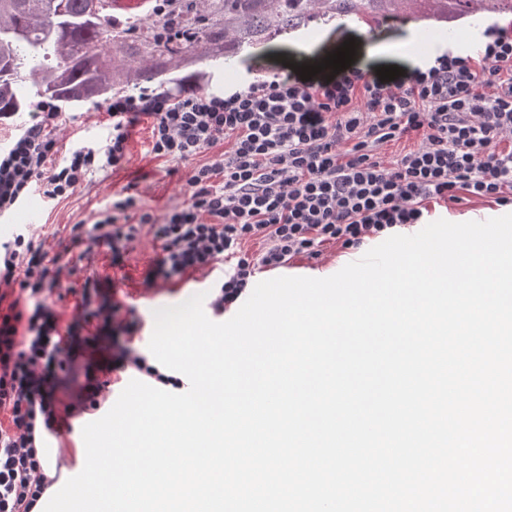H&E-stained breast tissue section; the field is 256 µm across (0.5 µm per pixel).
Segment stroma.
Masks as SVG:
<instances>
[{
	"label": "stroma",
	"mask_w": 512,
	"mask_h": 512,
	"mask_svg": "<svg viewBox=\"0 0 512 512\" xmlns=\"http://www.w3.org/2000/svg\"><path fill=\"white\" fill-rule=\"evenodd\" d=\"M423 27L431 29L441 37L455 35L470 39L473 25L468 16L449 15L448 19L416 16L410 21L386 20L377 23L351 24L338 20L309 23V37L287 33L265 41L259 55L236 54L230 60L202 59L188 62L184 70L199 76L200 88L221 91L243 76L247 69L260 72L271 71L291 78H299L306 66H318L329 55L337 53L344 41H352L354 48L351 69L373 75L379 68L389 66L400 70L413 67L415 56L411 53L390 55L381 53L384 45L399 44L407 40L411 30ZM108 116L97 111L95 103L88 102L67 109L66 122L58 132L61 149H68L71 142L81 137H97L107 128ZM191 163H178L156 156L151 151V121L141 119L134 127L128 145V159L117 171H95L88 175L84 185L69 199L56 204L46 203L40 196L28 198L31 216L13 212L5 216L7 230L0 232V241L12 236L11 225L31 223L46 241L50 252L56 253L70 246V230L75 224H93L98 210L109 205L113 194L124 188H132L140 195L145 205L155 213H163L182 201L181 188ZM161 254L159 242L152 237H142L122 262L112 260L108 249H99L91 261L79 262L69 276L66 285L71 292L55 301V309L63 319H70L76 304V290L81 289L87 278L104 283H116L117 297L125 305L134 307L141 320V328L130 342L133 349L148 354V344L154 328L153 313L156 309L180 304L191 296L208 291L213 277L205 272L158 284L146 289L144 278ZM355 252L341 253L335 247H325L319 260L295 259L277 272L258 273V280L270 279L271 275H296L302 277L326 278L337 273L346 264L358 260Z\"/></svg>",
	"instance_id": "35a3bbf8"
}]
</instances>
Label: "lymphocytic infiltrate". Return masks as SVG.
Masks as SVG:
<instances>
[{
	"label": "lymphocytic infiltrate",
	"mask_w": 512,
	"mask_h": 512,
	"mask_svg": "<svg viewBox=\"0 0 512 512\" xmlns=\"http://www.w3.org/2000/svg\"><path fill=\"white\" fill-rule=\"evenodd\" d=\"M182 0H150L149 26L164 39L184 38ZM110 120L105 137L60 153L56 99L35 106L33 121L0 147V217L30 195L47 203L73 196L88 174L127 160L133 127L152 121L151 150L183 162L205 150L185 180L182 203L158 214L138 195L120 192L92 225H73L78 255L49 254L36 228L0 243V512H31L47 482L35 428L59 434L64 421L97 410L115 373L156 388L182 389L131 348L99 357L100 329L134 338L139 320L116 288L86 279L70 322L50 304L78 260L108 248L126 255L144 235L162 254L144 284L181 279L227 262L211 286L220 315L244 297L255 275L327 245L362 246L427 223L436 205L462 197L512 207V23L493 20L476 49L438 48L397 80L343 70L312 83L267 72L209 92L188 82L118 93L98 106ZM416 140L393 161L379 157L391 141ZM226 149L214 153L213 148ZM262 241L260 256L247 241ZM84 377L62 402L55 377Z\"/></svg>",
	"instance_id": "lymphocytic-infiltrate-1"
}]
</instances>
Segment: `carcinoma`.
<instances>
[{"label": "carcinoma", "mask_w": 512, "mask_h": 512, "mask_svg": "<svg viewBox=\"0 0 512 512\" xmlns=\"http://www.w3.org/2000/svg\"><path fill=\"white\" fill-rule=\"evenodd\" d=\"M402 0H189L190 34L174 42L136 23L117 27L109 0H0V114L31 105L30 91L66 106L114 90L163 85L188 58L239 49L298 29L316 16L367 22L398 15ZM433 13H512V0H424Z\"/></svg>", "instance_id": "cac0c4a2"}]
</instances>
